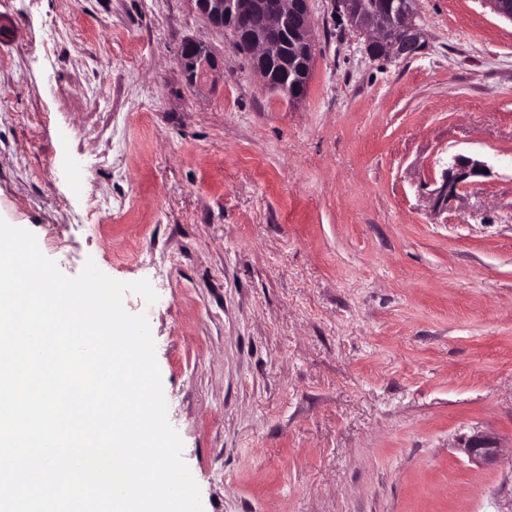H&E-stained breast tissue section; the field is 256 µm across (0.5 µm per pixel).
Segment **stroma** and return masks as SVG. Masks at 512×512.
<instances>
[{"label": "stroma", "instance_id": "stroma-1", "mask_svg": "<svg viewBox=\"0 0 512 512\" xmlns=\"http://www.w3.org/2000/svg\"><path fill=\"white\" fill-rule=\"evenodd\" d=\"M309 7L292 104L195 0H0V218L65 275L151 282L124 306L204 512H512V20L417 0L386 61ZM456 154L492 175L444 206ZM180 62L190 86L194 88H198L217 66L212 53L193 42L184 44ZM458 448L475 465H488L497 462L501 455V446L492 433L480 432L460 440Z\"/></svg>", "mask_w": 512, "mask_h": 512}]
</instances>
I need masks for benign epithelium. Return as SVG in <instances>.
<instances>
[{
    "instance_id": "benign-epithelium-1",
    "label": "benign epithelium",
    "mask_w": 512,
    "mask_h": 512,
    "mask_svg": "<svg viewBox=\"0 0 512 512\" xmlns=\"http://www.w3.org/2000/svg\"><path fill=\"white\" fill-rule=\"evenodd\" d=\"M201 17L210 25L231 31L234 43L252 55L254 69L267 85L275 84L270 65L283 56L297 54L301 44H314L309 0H196ZM351 26L367 38L366 54L372 59H407L420 47L421 32L415 24V0H339ZM259 12L262 29H251L247 20ZM181 65L190 86L199 87L217 63L212 53L193 42L184 44ZM489 166L458 154L448 164L444 197L454 198L462 187L474 186L491 176ZM458 448L475 465H488L500 458L496 436L480 432L460 440Z\"/></svg>"
}]
</instances>
